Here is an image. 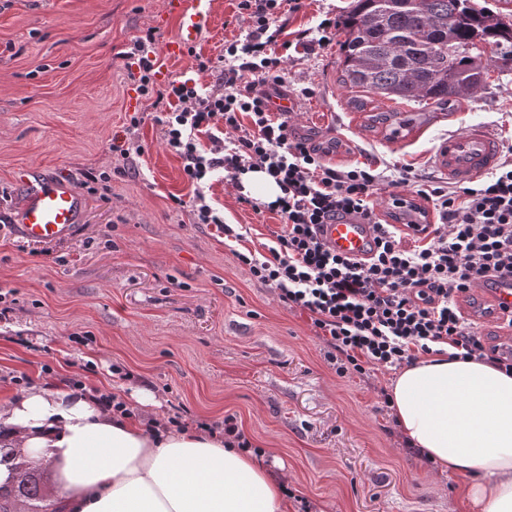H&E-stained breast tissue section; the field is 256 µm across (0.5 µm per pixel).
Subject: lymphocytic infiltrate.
Instances as JSON below:
<instances>
[{
    "mask_svg": "<svg viewBox=\"0 0 512 512\" xmlns=\"http://www.w3.org/2000/svg\"><path fill=\"white\" fill-rule=\"evenodd\" d=\"M284 7L299 11L301 0H237L248 32L225 45L217 59L198 57V71L217 76L206 91L186 80L156 89L153 32L126 53L138 70L140 92L168 104L155 120L193 190V223L232 235L206 201V179L217 171L232 179L265 171L280 194L252 208L279 217L280 230L267 255L240 252L236 258L282 304L309 313L338 376L395 371L437 355L442 345L460 359L511 373L512 351L487 344L459 300L486 277L512 278V159L470 186L418 184L408 195L391 194L397 218L431 202L437 222L429 233L410 238L396 225L380 223L373 198L384 183L382 173L367 164L333 168L324 160L325 147L293 136L287 113L271 109L273 98L284 94L282 51L316 48L312 40L283 39L276 21ZM341 216L376 225V250L366 261H350L319 238V226Z\"/></svg>",
    "mask_w": 512,
    "mask_h": 512,
    "instance_id": "obj_1",
    "label": "lymphocytic infiltrate"
}]
</instances>
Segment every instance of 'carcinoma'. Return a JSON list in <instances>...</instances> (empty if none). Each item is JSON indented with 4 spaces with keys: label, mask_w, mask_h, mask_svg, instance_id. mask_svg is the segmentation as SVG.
<instances>
[{
    "label": "carcinoma",
    "mask_w": 512,
    "mask_h": 512,
    "mask_svg": "<svg viewBox=\"0 0 512 512\" xmlns=\"http://www.w3.org/2000/svg\"><path fill=\"white\" fill-rule=\"evenodd\" d=\"M340 82L368 93L445 107L480 89L490 61L512 68V23L475 0H354L341 21ZM41 496L37 482L0 484V512Z\"/></svg>",
    "instance_id": "cac0c4a2"
}]
</instances>
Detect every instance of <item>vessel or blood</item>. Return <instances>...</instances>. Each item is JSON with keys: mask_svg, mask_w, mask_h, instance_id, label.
Masks as SVG:
<instances>
[{"mask_svg": "<svg viewBox=\"0 0 512 512\" xmlns=\"http://www.w3.org/2000/svg\"><path fill=\"white\" fill-rule=\"evenodd\" d=\"M170 13L180 18V33L164 47L167 57L178 58L193 44L209 15L210 0H169ZM498 138L483 128L449 136L440 146L436 163L450 181L464 184L491 169L498 157ZM22 189L18 227L22 236L34 243L68 239L77 230L84 200L75 183L66 177L35 176L33 170L16 172ZM321 235L337 254L356 261L368 259L374 249L373 225L346 218L321 227ZM486 301L498 317L504 332L503 343L512 346V280L498 279L483 284Z\"/></svg>", "mask_w": 512, "mask_h": 512, "instance_id": "obj_1", "label": "vessel or blood"}]
</instances>
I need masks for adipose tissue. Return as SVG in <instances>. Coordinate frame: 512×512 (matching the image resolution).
<instances>
[{
    "instance_id": "ef3b65f1",
    "label": "adipose tissue",
    "mask_w": 512,
    "mask_h": 512,
    "mask_svg": "<svg viewBox=\"0 0 512 512\" xmlns=\"http://www.w3.org/2000/svg\"><path fill=\"white\" fill-rule=\"evenodd\" d=\"M404 436L470 478L476 512H512V375L428 357L390 388ZM0 445L54 461L65 512H288L282 480L207 432L105 411L90 390L35 382L0 401Z\"/></svg>"
}]
</instances>
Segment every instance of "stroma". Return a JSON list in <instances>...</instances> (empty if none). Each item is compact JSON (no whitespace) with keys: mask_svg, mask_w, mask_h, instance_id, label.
Returning a JSON list of instances; mask_svg holds the SVG:
<instances>
[{"mask_svg":"<svg viewBox=\"0 0 512 512\" xmlns=\"http://www.w3.org/2000/svg\"><path fill=\"white\" fill-rule=\"evenodd\" d=\"M237 0H211L194 51L158 55L170 79L202 85L197 56L217 57L225 41L245 37ZM352 0H305L280 17L286 32L319 37L324 19H341ZM157 46L174 39L179 19L168 0H0V290L14 304L0 320V396L13 377H81L119 394L135 414L167 418L173 406L203 422L236 415L264 465L316 512H474L468 476L424 464L403 446L380 389L395 373L341 377L306 312L281 304L255 281L236 252L264 251L276 216L238 200L222 173L205 191L243 240L192 221L180 159L162 144L153 99L138 94L123 53L147 30ZM291 53L283 77L294 108L288 124L318 143L339 141L327 161L344 169L378 167L389 182L446 184L435 163L440 143L487 128L512 156V70L491 68L486 86L445 110L383 97L354 109L356 93L339 81L340 43ZM136 96V109L126 105ZM391 115L375 125L372 115ZM141 123L130 129L132 115ZM145 148L136 169L117 174L122 145ZM22 167L82 182L87 171L111 174L109 199L84 194V213L68 239L33 250L15 222ZM91 334L74 343L73 334ZM131 371L113 377V365Z\"/></svg>","mask_w":512,"mask_h":512,"instance_id":"35a3bbf8","label":"stroma"}]
</instances>
